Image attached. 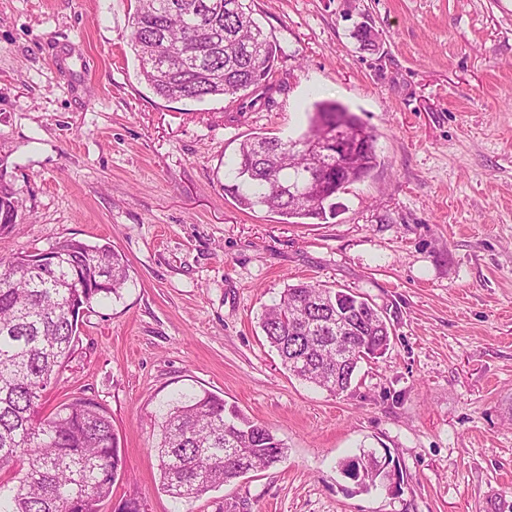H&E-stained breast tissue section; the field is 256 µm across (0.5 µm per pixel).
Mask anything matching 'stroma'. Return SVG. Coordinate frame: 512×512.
<instances>
[{
  "label": "stroma",
  "instance_id": "1",
  "mask_svg": "<svg viewBox=\"0 0 512 512\" xmlns=\"http://www.w3.org/2000/svg\"><path fill=\"white\" fill-rule=\"evenodd\" d=\"M284 51L272 106L168 101L139 75L134 0H0V160L25 221L0 256L75 238L125 256L120 299L80 315L44 411L94 399L124 472L101 512H512V0H251ZM335 100L378 164L327 221L241 209L224 164L297 137ZM361 294L385 356L334 396L260 327L287 285ZM207 390L273 429L284 462L189 504L160 487L152 420ZM381 464L362 490L345 462Z\"/></svg>",
  "mask_w": 512,
  "mask_h": 512
}]
</instances>
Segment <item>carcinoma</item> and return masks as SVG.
I'll return each mask as SVG.
<instances>
[{
	"mask_svg": "<svg viewBox=\"0 0 512 512\" xmlns=\"http://www.w3.org/2000/svg\"><path fill=\"white\" fill-rule=\"evenodd\" d=\"M130 19L139 75L156 95L172 101L223 96L239 112L272 102L274 63L283 50L246 0H135ZM341 128L363 151L339 169L333 155L311 156L309 164L324 169L315 193L288 141L263 135L243 140L225 164L224 191L244 209L327 219L336 212V195L376 166V135L347 107L321 100L297 137L325 139ZM18 212L0 162V225L18 223ZM51 254L54 263L41 269L31 254L0 257V470L16 468L0 512H100L123 469L111 418L98 404L78 396L47 415L40 409L75 352L80 311L121 298L129 265L108 243L71 238L53 245ZM260 324L291 376L335 396L350 388L361 363L390 345L386 318L368 299L309 281L288 286ZM157 429L162 489L180 502L238 480L246 465L264 471L286 458L267 425L207 391L167 401ZM344 472L368 489L381 468L362 456Z\"/></svg>",
	"mask_w": 512,
	"mask_h": 512,
	"instance_id": "1",
	"label": "carcinoma"
}]
</instances>
